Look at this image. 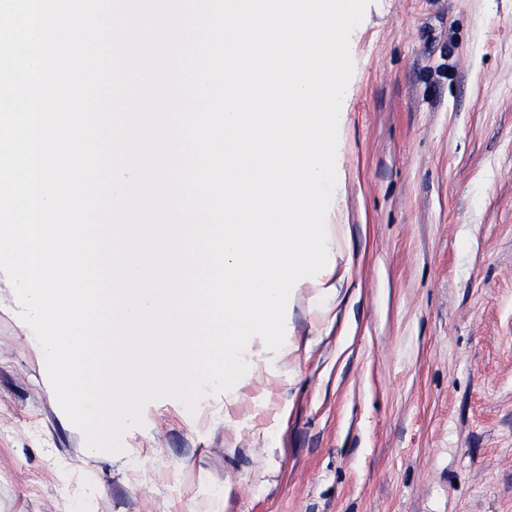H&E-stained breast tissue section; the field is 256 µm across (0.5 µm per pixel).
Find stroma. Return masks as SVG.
I'll return each instance as SVG.
<instances>
[{"instance_id":"obj_1","label":"stroma","mask_w":512,"mask_h":512,"mask_svg":"<svg viewBox=\"0 0 512 512\" xmlns=\"http://www.w3.org/2000/svg\"><path fill=\"white\" fill-rule=\"evenodd\" d=\"M333 319L91 450L0 288V512H512V0H370ZM355 334L340 349V333Z\"/></svg>"}]
</instances>
